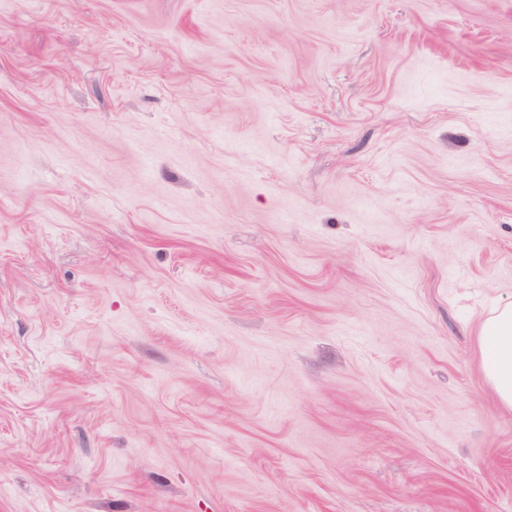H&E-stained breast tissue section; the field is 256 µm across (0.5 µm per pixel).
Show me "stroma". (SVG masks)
Here are the masks:
<instances>
[{"label":"stroma","instance_id":"35a3bbf8","mask_svg":"<svg viewBox=\"0 0 512 512\" xmlns=\"http://www.w3.org/2000/svg\"><path fill=\"white\" fill-rule=\"evenodd\" d=\"M512 0H0V512H512ZM480 368L500 404L512 410V304L497 307L479 327Z\"/></svg>","mask_w":512,"mask_h":512}]
</instances>
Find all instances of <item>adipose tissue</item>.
Masks as SVG:
<instances>
[{
	"mask_svg": "<svg viewBox=\"0 0 512 512\" xmlns=\"http://www.w3.org/2000/svg\"><path fill=\"white\" fill-rule=\"evenodd\" d=\"M480 368L503 408L512 410V304L497 307L478 333Z\"/></svg>",
	"mask_w": 512,
	"mask_h": 512,
	"instance_id": "1",
	"label": "adipose tissue"
}]
</instances>
